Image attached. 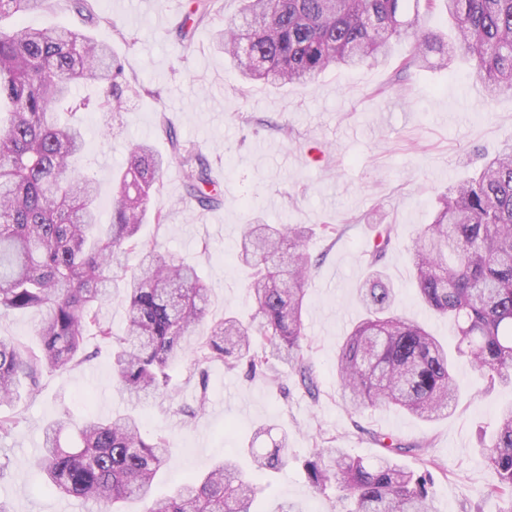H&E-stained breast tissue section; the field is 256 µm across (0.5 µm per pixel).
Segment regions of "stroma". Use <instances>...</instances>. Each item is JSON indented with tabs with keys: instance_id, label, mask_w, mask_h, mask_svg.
<instances>
[{
	"instance_id": "stroma-1",
	"label": "stroma",
	"mask_w": 512,
	"mask_h": 512,
	"mask_svg": "<svg viewBox=\"0 0 512 512\" xmlns=\"http://www.w3.org/2000/svg\"><path fill=\"white\" fill-rule=\"evenodd\" d=\"M190 0H96L100 23L91 34L109 44L137 89L117 112H79L87 135L84 172L99 185V209L110 220L116 196L113 173L132 143L149 142L162 155L172 127L196 144L209 165L219 203L200 210L185 192L177 163L163 175V187L150 207L166 213L165 223H147L162 252L197 267L214 292L209 315L247 314L251 301L245 273L236 265L242 227L265 224H334L342 232L329 239L313 234L308 248L317 258L303 315L312 347L318 399L297 385L281 361L275 387L245 370L212 365L207 380L193 376L190 361L174 369L180 383L171 398L155 395L130 400L115 384L110 346L89 340V361L44 374L39 393L20 391L0 405V416L20 422L0 439V502L10 512H100L95 505L45 491L29 464L38 456L43 429L68 414L108 418L134 411L143 433L168 436L174 458L155 479L169 493L186 478L208 472L224 458L248 457L240 449L270 447L287 433L288 467L254 478L255 512H277L295 502L306 512H342L335 500L308 483L303 461L315 438L365 458L382 454L374 440L385 434L405 444L427 445L442 465L435 472L437 512H499L482 491L497 475L478 448L494 427L498 408L512 402V386L485 391L466 358L455 357L454 375L463 392L448 418L425 423L394 409L358 414L343 407L336 387V350L362 313L357 288L368 272L371 225L389 224L395 243L381 269L397 290L396 312L424 322L443 343H454L451 320L428 316L415 298L408 248L422 225L431 223L436 198L449 185L470 178L487 154L512 140V92L485 105L473 69L457 63L447 69H411L399 88L377 97L374 89L392 83L401 61L412 52L398 43L381 65L332 69L304 86L280 89L243 83L213 35L234 17L241 0H219L218 10L199 24L181 26ZM185 40H177L180 28ZM41 315L33 309L0 317V338L21 347L37 344ZM262 426L270 435L256 436Z\"/></svg>"
}]
</instances>
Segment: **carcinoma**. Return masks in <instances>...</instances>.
<instances>
[{
	"label": "carcinoma",
	"mask_w": 512,
	"mask_h": 512,
	"mask_svg": "<svg viewBox=\"0 0 512 512\" xmlns=\"http://www.w3.org/2000/svg\"><path fill=\"white\" fill-rule=\"evenodd\" d=\"M215 45L230 55L241 76L272 87L306 84L330 67L385 61L397 43L410 39L414 54L400 67L448 64L461 56L474 62L486 104L512 90V0H425L427 10L448 14L450 32L422 29L408 0H242ZM45 0H0V316L38 309L43 316L36 351L0 339V401L13 396L19 377L39 392L47 370H64L88 359L86 338L113 348L118 387L140 399L172 394L170 368L193 356L206 375L220 362L244 366L251 378L279 384L268 372L284 361L305 392L316 397L315 371L305 344L303 307L314 263L306 251L309 228L301 224H248L237 262L249 269L254 304L248 317L228 313L211 321L207 337L194 336L208 313L210 288L192 265L165 256L157 241L140 235L160 192L164 159L146 142L135 144L114 180L117 196L109 223L100 220L98 187L75 161L84 152L80 126L63 121L89 108L79 85L95 84V108L119 111L130 96L122 63L111 47L79 29L30 28L3 21L35 11ZM186 193L208 209L218 198L199 150L165 127ZM392 244L382 227L370 254L374 268ZM419 302L436 316L454 320L458 353L483 374L487 386L512 385V143L488 158L475 175L438 196L431 223L412 248ZM125 290L127 323L122 334L101 314L112 284ZM365 317L336 353V379L345 408L357 413L388 407L423 421L452 413L459 390L448 347L423 324L394 314L395 289L374 270L361 282ZM140 420L119 414L80 422L65 416L46 425L43 451L34 468L43 487L91 502L106 512L140 501L144 512H251L253 486L237 461L226 458L175 492L154 493L158 471L173 455L167 436L146 439ZM373 461L351 456L333 441H315L304 468L320 494L351 501L350 512H437L432 475L415 472L399 457L425 445L386 442ZM259 472L288 465V435L272 447L248 449ZM481 456L497 474L483 497L512 512V403L498 409Z\"/></svg>",
	"instance_id": "cac0c4a2"
}]
</instances>
